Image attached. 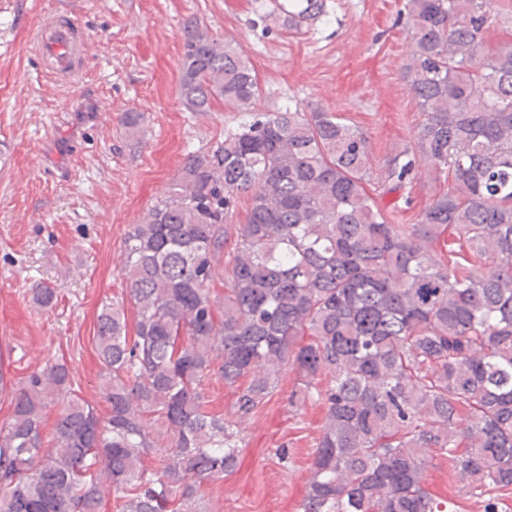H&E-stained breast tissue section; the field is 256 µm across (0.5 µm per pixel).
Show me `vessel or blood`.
Here are the masks:
<instances>
[{
	"instance_id": "1",
	"label": "vessel or blood",
	"mask_w": 512,
	"mask_h": 512,
	"mask_svg": "<svg viewBox=\"0 0 512 512\" xmlns=\"http://www.w3.org/2000/svg\"><path fill=\"white\" fill-rule=\"evenodd\" d=\"M33 44L39 57L52 62V75L69 83L82 76L88 41L74 21H48L35 31Z\"/></svg>"
}]
</instances>
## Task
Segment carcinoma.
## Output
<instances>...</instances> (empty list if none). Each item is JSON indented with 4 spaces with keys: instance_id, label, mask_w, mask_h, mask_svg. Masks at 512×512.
I'll list each match as a JSON object with an SVG mask.
<instances>
[{
    "instance_id": "obj_1",
    "label": "carcinoma",
    "mask_w": 512,
    "mask_h": 512,
    "mask_svg": "<svg viewBox=\"0 0 512 512\" xmlns=\"http://www.w3.org/2000/svg\"><path fill=\"white\" fill-rule=\"evenodd\" d=\"M304 2L268 17L298 34L323 13V0ZM403 11L424 119L375 187L361 131L321 107L257 111L263 87L243 47L184 24L180 96L245 121L188 155L125 237L133 325L115 303L95 325L108 417L73 397L44 448L43 411L70 386L67 365L16 389L0 367L13 403L0 423V512H103L105 480L123 512H198L200 483L239 455L206 384L236 388L242 422L288 370L291 402L326 406L301 512H444L424 485L430 450L483 512H500L512 490V46L485 48L493 0H404ZM422 165L448 190L394 224L378 198ZM33 297L50 307L56 288ZM161 440L162 466L145 467Z\"/></svg>"
}]
</instances>
